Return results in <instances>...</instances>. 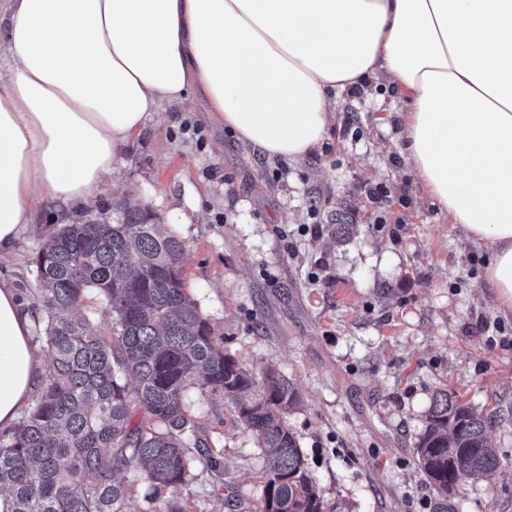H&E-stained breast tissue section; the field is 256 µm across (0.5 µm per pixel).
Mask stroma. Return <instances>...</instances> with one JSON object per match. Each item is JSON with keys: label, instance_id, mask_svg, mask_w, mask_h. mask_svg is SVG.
Instances as JSON below:
<instances>
[{"label": "stroma", "instance_id": "stroma-1", "mask_svg": "<svg viewBox=\"0 0 512 512\" xmlns=\"http://www.w3.org/2000/svg\"><path fill=\"white\" fill-rule=\"evenodd\" d=\"M406 109L382 82L345 92L322 147L290 162L212 124L202 98L166 102L117 147L98 197L146 201L184 242L188 292L215 339L298 385L288 424L334 512H438L413 448L440 389L493 419L501 462L464 485L454 512H512V315L484 282L490 251L416 177ZM340 218L356 227L341 244ZM41 245L31 227L0 255V280L28 301ZM191 404L224 472L195 467L172 501L259 512L262 449L222 393Z\"/></svg>", "mask_w": 512, "mask_h": 512}]
</instances>
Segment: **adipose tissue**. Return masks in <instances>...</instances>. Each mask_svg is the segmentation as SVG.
<instances>
[{"label":"adipose tissue","mask_w":512,"mask_h":512,"mask_svg":"<svg viewBox=\"0 0 512 512\" xmlns=\"http://www.w3.org/2000/svg\"><path fill=\"white\" fill-rule=\"evenodd\" d=\"M0 252L42 198L94 200L116 146L162 102L290 161L320 148L330 94L383 79L408 103L405 151L450 223L490 250L512 314V0H0ZM32 319L0 281V429L44 373Z\"/></svg>","instance_id":"ef3b65f1"}]
</instances>
